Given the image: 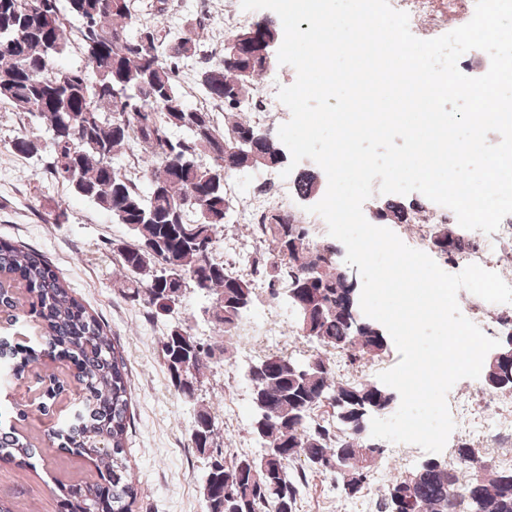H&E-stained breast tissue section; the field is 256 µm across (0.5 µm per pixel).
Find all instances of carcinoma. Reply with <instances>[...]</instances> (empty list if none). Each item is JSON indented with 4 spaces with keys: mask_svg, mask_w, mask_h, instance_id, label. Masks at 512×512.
Returning <instances> with one entry per match:
<instances>
[{
    "mask_svg": "<svg viewBox=\"0 0 512 512\" xmlns=\"http://www.w3.org/2000/svg\"><path fill=\"white\" fill-rule=\"evenodd\" d=\"M132 10V0H0V103L46 121L48 172L127 228L130 240L112 242L127 298L156 319L179 310L189 288L211 300L206 313L216 326L212 342L180 322L161 340L170 381L185 398L197 400L216 352L230 359L258 285H267L273 299L285 287L288 300L309 311V322L297 323V334L315 348L312 354L268 353L253 362L263 372H243L251 390L250 434L260 454L227 455L216 417L207 407L196 409L190 440L207 459L206 512H297L306 470L331 473L340 453L351 457L365 485L379 449L360 434L358 423L363 412L387 408L393 392L338 379L331 361L335 353L353 365L386 353L378 325L350 322L348 302L360 283L336 267V244L313 241L310 225L282 211L267 213L256 225L260 246L249 272L215 257L230 210L228 178L252 165L281 166L288 156L278 144L260 140L252 155L232 152L233 139L256 136L261 126L226 115L221 132L211 110L187 104L178 62L200 55L198 33L188 31L170 48L157 26L137 22ZM73 21L86 65L62 67L56 58L70 44ZM254 31L282 38L274 20L252 22L234 35ZM265 72L246 50L234 60L202 61L198 81L224 111L240 112ZM131 146L149 159L140 180L115 162ZM203 156L208 163L201 162ZM294 188L307 195L318 190V182L300 173ZM424 209L419 201L387 202L378 223L407 224ZM429 237L450 261L470 247L449 222L430 225ZM316 265L322 272L309 282L306 271ZM0 279L25 286L27 314L38 322L42 339L23 345L0 336V363L19 376L46 355L65 361L83 397L78 416L49 429L42 440L58 452L96 461L95 480L60 484L59 512H135L138 488L128 459L131 390L118 346L43 255L1 240ZM17 310L18 298L1 288L0 324L16 319ZM510 376L511 358L495 366L487 362L482 384L503 393L507 388L500 383ZM48 378L43 415L64 391L55 374ZM326 406L332 408L329 418L321 413ZM27 418L21 410L15 424L0 427V460L23 462L37 452L18 427ZM486 454L467 442L459 446V467L473 471L464 483L458 467L425 461L413 480L398 478L386 488L379 512H512V468L487 470Z\"/></svg>",
    "mask_w": 512,
    "mask_h": 512,
    "instance_id": "obj_1",
    "label": "carcinoma"
}]
</instances>
